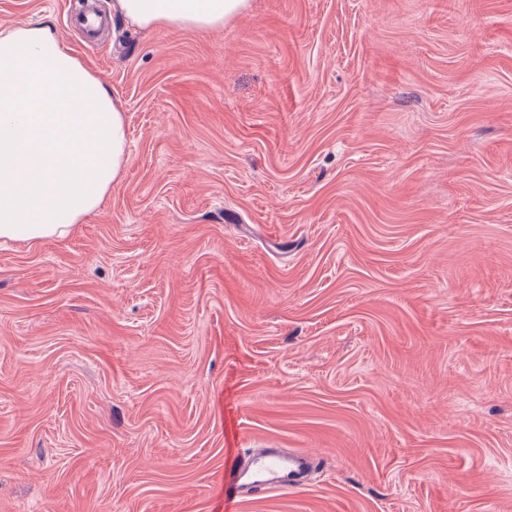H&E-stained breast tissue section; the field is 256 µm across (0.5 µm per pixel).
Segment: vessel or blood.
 <instances>
[{
  "mask_svg": "<svg viewBox=\"0 0 512 512\" xmlns=\"http://www.w3.org/2000/svg\"><path fill=\"white\" fill-rule=\"evenodd\" d=\"M71 22L83 30L90 42L96 41L100 30L110 24L95 0H84L82 6L72 14ZM313 464V457L307 453L282 455L272 448H253L235 455L230 467L224 471V512H238L242 486H251L257 493L294 488L301 483Z\"/></svg>",
  "mask_w": 512,
  "mask_h": 512,
  "instance_id": "obj_1",
  "label": "vessel or blood"
}]
</instances>
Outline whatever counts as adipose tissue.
<instances>
[{
	"mask_svg": "<svg viewBox=\"0 0 512 512\" xmlns=\"http://www.w3.org/2000/svg\"><path fill=\"white\" fill-rule=\"evenodd\" d=\"M249 0H113L142 29L202 32ZM107 89L46 25L0 31V238L61 237L94 213L127 164Z\"/></svg>",
	"mask_w": 512,
	"mask_h": 512,
	"instance_id": "obj_1",
	"label": "adipose tissue"
}]
</instances>
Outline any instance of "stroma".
Returning a JSON list of instances; mask_svg holds the SVG:
<instances>
[{
    "mask_svg": "<svg viewBox=\"0 0 512 512\" xmlns=\"http://www.w3.org/2000/svg\"><path fill=\"white\" fill-rule=\"evenodd\" d=\"M51 25L125 116L65 238L0 239V512H512V0ZM315 459L305 452L279 454L275 448H251L236 454L224 470V512H237L240 488L250 485L253 492L266 493L299 486ZM288 470V484L285 471Z\"/></svg>",
    "mask_w": 512,
    "mask_h": 512,
    "instance_id": "35a3bbf8",
    "label": "stroma"
}]
</instances>
